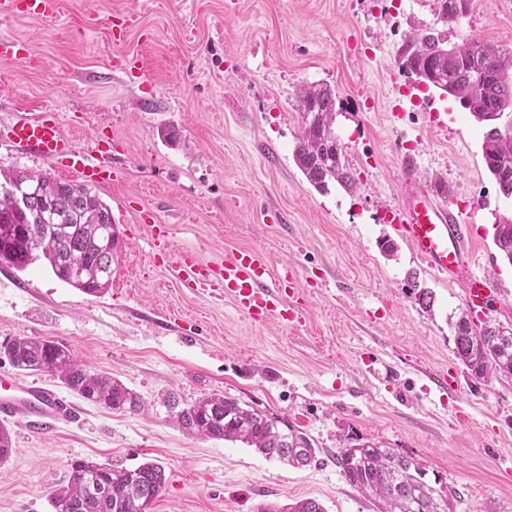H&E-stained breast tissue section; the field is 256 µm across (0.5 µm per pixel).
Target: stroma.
Wrapping results in <instances>:
<instances>
[{
  "label": "stroma",
  "mask_w": 512,
  "mask_h": 512,
  "mask_svg": "<svg viewBox=\"0 0 512 512\" xmlns=\"http://www.w3.org/2000/svg\"><path fill=\"white\" fill-rule=\"evenodd\" d=\"M439 0H63L58 16L0 15V37L28 43L36 64L0 59V128L13 113L54 108L79 145L112 142L114 170L92 189L122 248L104 293L56 278L45 260L0 264V342L50 339L121 380L145 404L119 412L67 392L47 373L25 379L67 393L72 419L40 431L9 422L0 512H52L69 465L159 464L149 512H258L318 500L325 512H378L336 465L338 448L374 443L415 459L461 495L455 512H512V377L471 376L455 354L462 288L432 271L388 221L401 163L473 220L472 269L509 296L492 315L512 325V264L493 242L512 214L482 154L485 126L448 93L401 76L415 24L452 42L512 50V0H474L443 24ZM336 93L333 129L356 181L316 189L293 150L296 93ZM440 114L433 125L429 109ZM176 128V142L164 129ZM77 176L0 140V170ZM390 241L393 253L381 244ZM257 248L272 276L304 291L301 322H255L211 289L180 287L170 255L213 263ZM430 291L431 307L415 299ZM455 373L457 390L432 380ZM227 395L289 420L314 439L317 463L293 468L241 443L194 437L170 421Z\"/></svg>",
  "instance_id": "obj_1"
}]
</instances>
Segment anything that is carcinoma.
<instances>
[{
  "instance_id": "carcinoma-1",
  "label": "carcinoma",
  "mask_w": 512,
  "mask_h": 512,
  "mask_svg": "<svg viewBox=\"0 0 512 512\" xmlns=\"http://www.w3.org/2000/svg\"><path fill=\"white\" fill-rule=\"evenodd\" d=\"M464 0H440L443 22L455 23ZM402 68L459 99L471 114L481 113L489 128L484 133L483 158L499 190L512 198V132L501 133L494 116L512 109V51L480 41L448 44L447 35L433 29L412 34ZM305 127L294 157L306 178L318 189L333 179L353 184L343 147L325 135L336 115V94L326 84L299 92ZM3 183L32 181L35 205L18 211L8 193L0 191V262L24 270L44 258L62 282L97 295L112 282V264L121 247L111 209L84 184L23 172L0 174ZM494 242L512 264V217L494 225ZM455 350L471 375L512 376V329L496 322L481 334L470 329L467 313L454 324ZM10 364L23 373H50L82 398L113 411L138 412L140 397L121 381L93 371L74 358L71 350L52 340L18 336L0 345ZM173 421L189 434L241 442L259 454L293 467L316 461L319 448L308 434L277 417L228 396L204 397L180 406L172 399ZM336 464L347 482L364 497L380 504V512H453L457 493L443 478L428 477L424 467L392 448L361 444L338 449ZM165 486L162 467L145 461L134 468L116 467L89 459L70 463L67 484L50 494L54 512H133V503L150 509ZM262 512H325L314 499Z\"/></svg>"
}]
</instances>
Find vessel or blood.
I'll list each match as a JSON object with an SVG mask.
<instances>
[{"label":"vessel or blood","mask_w":512,"mask_h":512,"mask_svg":"<svg viewBox=\"0 0 512 512\" xmlns=\"http://www.w3.org/2000/svg\"><path fill=\"white\" fill-rule=\"evenodd\" d=\"M24 9L31 16L54 17L59 0H0V14ZM5 137L26 154L59 160L80 176L97 181L108 174L109 154L100 142L82 148L64 134L58 114L48 109L37 116H18L5 128ZM404 180L400 203L391 213V221L405 237L414 254L441 276L459 281L466 307L472 316L489 317L503 298L500 289L483 274L468 271L466 242L470 226L455 200L439 198L432 186L422 181L411 162L402 166ZM173 265L180 283L188 288L217 286L226 299L256 321L278 315L284 303L285 287L295 284L293 270H285L283 286L268 284L269 264L256 249H241L226 257L217 267L198 262L191 254L176 256ZM72 404L54 391L23 382L11 374H0V422L24 420L32 429L41 430L69 418Z\"/></svg>","instance_id":"vessel-or-blood-1"}]
</instances>
